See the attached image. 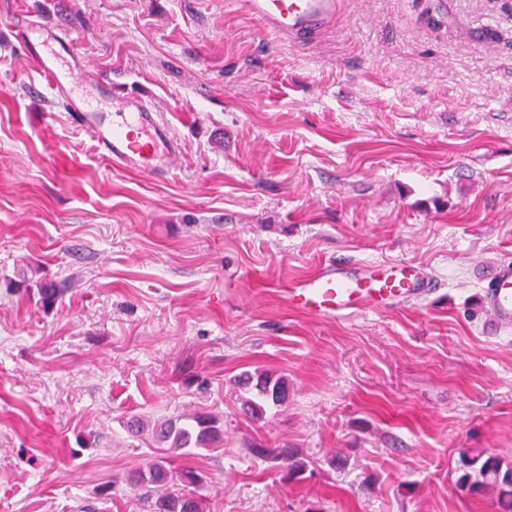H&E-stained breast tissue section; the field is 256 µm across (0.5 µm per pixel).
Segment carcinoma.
<instances>
[{"label":"carcinoma","mask_w":512,"mask_h":512,"mask_svg":"<svg viewBox=\"0 0 512 512\" xmlns=\"http://www.w3.org/2000/svg\"><path fill=\"white\" fill-rule=\"evenodd\" d=\"M249 396L243 398L246 412L255 421L262 420L267 409L281 407L288 401V379L275 371L257 370L246 375ZM158 444L170 449L211 448L218 444L224 430L217 420L199 413L188 418L173 417L153 428ZM249 452L262 459L282 460L294 474L304 471V465L292 461L284 449L255 446ZM462 474L457 486L470 494L492 486L498 490L499 504L504 512H512V466H503L502 460L487 451L461 459ZM137 485L149 503L150 512H203L202 499L194 488L202 484V477L191 469L173 473L159 461L148 464L139 473Z\"/></svg>","instance_id":"cac0c4a2"}]
</instances>
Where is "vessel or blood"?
<instances>
[{
    "instance_id": "1",
    "label": "vessel or blood",
    "mask_w": 512,
    "mask_h": 512,
    "mask_svg": "<svg viewBox=\"0 0 512 512\" xmlns=\"http://www.w3.org/2000/svg\"><path fill=\"white\" fill-rule=\"evenodd\" d=\"M243 9L272 36L296 43L311 41L336 16L339 0H226ZM13 39L25 45L45 85L64 105L71 122L92 142L113 168H130L154 178L166 177L180 156V145L162 121L155 104L137 93L108 92L111 111H103L96 95L83 92L80 62L69 32L15 17ZM435 282L407 260L359 263L346 257L325 260L321 270L289 288L288 303L296 311L320 319L339 318L364 308H380L423 297ZM485 304L494 329L512 328V266L495 267Z\"/></svg>"
}]
</instances>
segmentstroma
<instances>
[{"mask_svg": "<svg viewBox=\"0 0 512 512\" xmlns=\"http://www.w3.org/2000/svg\"><path fill=\"white\" fill-rule=\"evenodd\" d=\"M224 2L0 0V512H145L150 425L201 412L223 445L165 466L204 475L205 512H501L456 480L465 451L512 464V331L485 307L512 263V0H340L304 47ZM20 13L72 32L86 83L154 101L181 145L167 181L35 95ZM337 255L439 286L289 308ZM22 267L59 283L52 307ZM258 366L288 403L255 422L232 381ZM249 452L255 457L270 460H282L288 463V469L294 474H299L304 471L305 467L301 462H291L292 456L284 449L279 448H262L259 446H253L248 448ZM291 462V464H290Z\"/></svg>", "mask_w": 512, "mask_h": 512, "instance_id": "1", "label": "stroma"}]
</instances>
